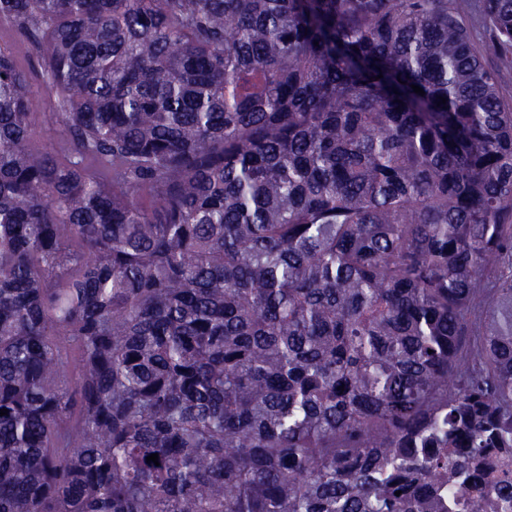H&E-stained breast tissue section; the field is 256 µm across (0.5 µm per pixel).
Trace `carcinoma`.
<instances>
[{"label": "carcinoma", "instance_id": "obj_1", "mask_svg": "<svg viewBox=\"0 0 512 512\" xmlns=\"http://www.w3.org/2000/svg\"><path fill=\"white\" fill-rule=\"evenodd\" d=\"M477 8L0 0L65 127L0 48V512H512ZM0 46L11 50L19 65L31 72L32 90L43 95L44 104L42 109L31 118L30 136L38 147L52 150L63 132V126L52 115L53 112H56L55 98L48 95L44 90L39 74L40 67L36 59L27 50L20 36L10 25L3 24L0 26Z\"/></svg>", "mask_w": 512, "mask_h": 512}]
</instances>
